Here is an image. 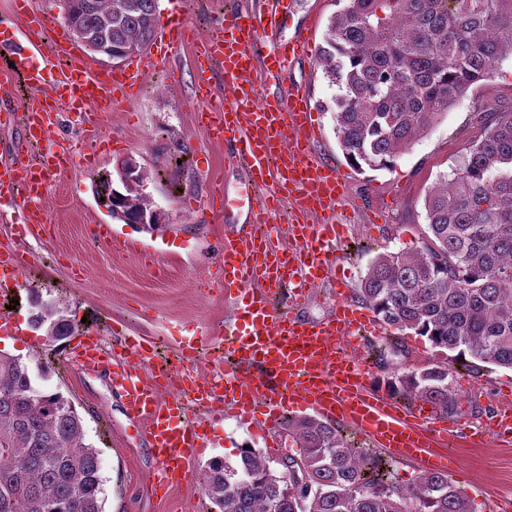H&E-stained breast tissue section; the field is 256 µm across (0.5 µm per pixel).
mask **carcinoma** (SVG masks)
Returning <instances> with one entry per match:
<instances>
[{"label": "carcinoma", "instance_id": "obj_1", "mask_svg": "<svg viewBox=\"0 0 512 512\" xmlns=\"http://www.w3.org/2000/svg\"><path fill=\"white\" fill-rule=\"evenodd\" d=\"M73 34L94 56L143 52L156 32L157 0H68ZM319 56L334 95L340 148L354 166L386 168L459 104L499 62L512 58V0H344ZM136 187L107 177L98 197L126 224L151 215L141 167ZM421 250L382 253L359 297L388 327L432 347L512 368V112H489L483 133L425 198ZM33 325L49 341L75 325L41 300ZM446 364L406 369L382 381L443 414L458 412ZM280 427L298 444L274 470L255 449L231 467L211 461L201 486L212 512H471L466 493L441 472L411 488L384 462L314 416ZM99 452L59 391L35 383L20 359L0 352V512H102Z\"/></svg>", "mask_w": 512, "mask_h": 512}]
</instances>
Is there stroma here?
I'll list each match as a JSON object with an SVG mask.
<instances>
[{"instance_id": "1", "label": "stroma", "mask_w": 512, "mask_h": 512, "mask_svg": "<svg viewBox=\"0 0 512 512\" xmlns=\"http://www.w3.org/2000/svg\"><path fill=\"white\" fill-rule=\"evenodd\" d=\"M261 6L262 0H183L182 9L191 32L201 35L223 19L227 8L246 13ZM340 8L339 0H296L277 35L283 40L302 35L313 20L314 45L325 46L329 19ZM196 48L192 41L168 54L156 71L146 75L136 95L106 107L94 157L84 158L81 121L67 102H59L51 138L57 148L72 150L75 163L52 179L43 198L46 222L41 231L18 235L15 201L0 198V251L13 255L25 272L12 313L23 333L1 334L0 350L32 367L40 361L52 363L48 387L72 401L87 441L100 453L103 512H207L211 503L202 494L199 475L211 459L237 464L241 448L248 446L270 462L278 460L260 432L228 416L210 429L213 442L186 480L153 490L156 462L138 425L128 419L108 371L76 369L67 356L76 337L50 343L29 322V289L41 285L51 288L67 318L99 324L110 350H121L125 339L140 336L155 341L170 358L181 342L208 332L206 345L189 368L206 376L223 373L217 355L224 344L222 332L234 320V306L217 279L224 265L225 235L248 232L246 211L239 203L253 189L232 148L212 142L196 123L195 114L204 105L192 81ZM267 84L283 92L292 84L308 86L319 123L314 149L349 173L348 198L341 208L345 239L329 283L311 288L298 306L281 304L282 310L311 323L336 310L331 281H343L348 301L356 302L377 254L413 252L422 246L428 233V191L440 175L460 165L479 138L482 111H512V61L507 60L491 79L472 86L466 98L391 166L358 171L350 168L340 149L334 91L316 55L299 57L287 73L268 77ZM125 160L147 172L145 191L165 210V230L136 229L97 204L94 185L99 176L115 172ZM218 186L227 190V197L215 196ZM106 233L138 243L146 255L113 251L102 239ZM364 341L360 356L374 383L397 370L447 363L462 409L444 419L453 432L448 439L455 450L453 482L468 495L471 512L512 507V445L494 441L465 447L459 439L460 433L484 429L512 396V369L485 363L464 367L449 351L433 348L411 333L401 336L397 351L381 359L370 350L374 336H365Z\"/></svg>"}]
</instances>
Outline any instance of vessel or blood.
Instances as JSON below:
<instances>
[{
  "label": "vessel or blood",
  "instance_id": "1",
  "mask_svg": "<svg viewBox=\"0 0 512 512\" xmlns=\"http://www.w3.org/2000/svg\"><path fill=\"white\" fill-rule=\"evenodd\" d=\"M15 6L34 38L12 51V69L42 94L28 110L24 125L28 140H40L51 132L59 99H67L70 110L91 123L94 105L131 97L158 64L149 54L136 56L117 70L102 69L57 29L51 17L29 11L28 0H15ZM289 11L288 0H266L265 9L254 15L225 11L202 47V61L194 65L199 89H211L210 74L219 67L229 91L223 104L199 111V124L211 140L234 142L250 181L274 187L272 194L248 199V235L224 238V294L235 303V350L242 368L218 381L188 372L144 378L138 367L154 355L148 340L127 342L121 361L116 362L103 350L100 332L93 330L82 334L70 350L78 369H109L128 416L138 423L153 452L157 462L153 480L162 487L189 473L209 441L207 422L188 420V405L219 416L231 410L251 423L257 419L255 403L260 398L267 401L262 419L266 425H275L285 409L310 410L353 423L376 446L417 460L425 470L447 469L433 450L446 441L447 428L426 412L409 415L370 392L364 373L352 363L348 341L359 323L355 306L338 303L330 319L314 324L272 306L284 287H291L292 300H299L333 268L342 235L334 211L346 201L349 185L346 173L314 150L318 115L310 108L306 86H292L283 95L253 75L254 58H263L267 71L282 73L300 57L306 37L292 41L272 37ZM188 29L185 15L173 11L157 40L168 50H179ZM60 58L68 60L69 67L58 77L53 94H46L47 69ZM70 162V155L60 152L35 166L0 164V191L18 186L25 190L22 210L27 231L42 227L39 203L44 191ZM281 198L300 215L289 227L292 244L286 248L272 241V220ZM316 213L321 214V222H306V215Z\"/></svg>",
  "mask_w": 512,
  "mask_h": 512
}]
</instances>
